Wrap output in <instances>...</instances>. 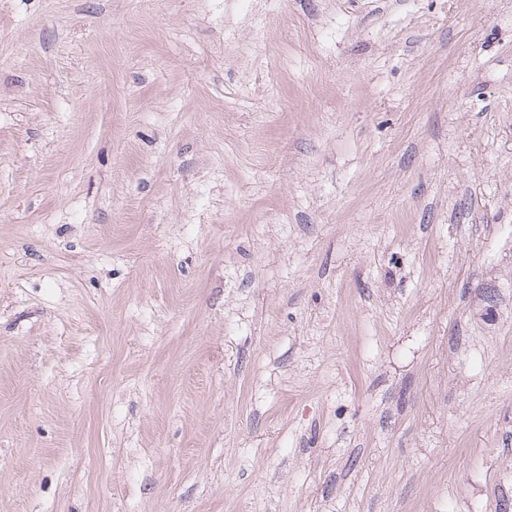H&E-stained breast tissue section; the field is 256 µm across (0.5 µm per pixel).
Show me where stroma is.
<instances>
[{
  "label": "stroma",
  "instance_id": "obj_1",
  "mask_svg": "<svg viewBox=\"0 0 512 512\" xmlns=\"http://www.w3.org/2000/svg\"><path fill=\"white\" fill-rule=\"evenodd\" d=\"M0 512H512V0H0Z\"/></svg>",
  "mask_w": 512,
  "mask_h": 512
}]
</instances>
